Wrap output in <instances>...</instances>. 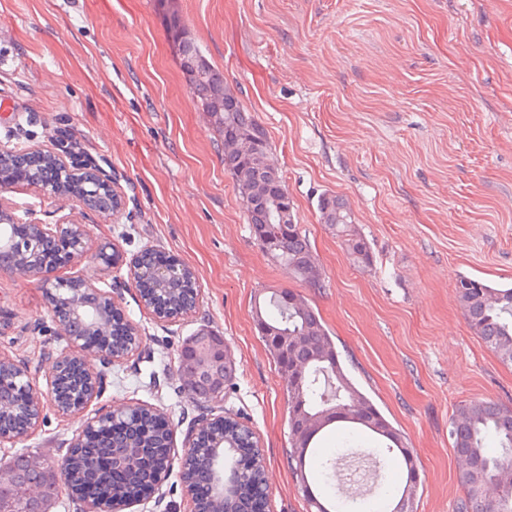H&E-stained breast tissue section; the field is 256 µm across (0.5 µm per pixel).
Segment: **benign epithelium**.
<instances>
[{"mask_svg": "<svg viewBox=\"0 0 512 512\" xmlns=\"http://www.w3.org/2000/svg\"><path fill=\"white\" fill-rule=\"evenodd\" d=\"M63 241L65 251L50 260L43 258L45 244ZM88 232L84 224H34L32 231L19 237L13 232V225L0 226V273L23 274L42 283L46 288L52 318L58 322L68 338L72 352L88 347L96 350L103 365L124 360L139 347L140 338L132 334L126 349L116 351L112 346L88 340L90 336L107 338L112 335V314L118 309V301L112 292L98 288L79 275L63 277L56 271L87 253ZM179 267L170 264L151 265L147 277L156 284L155 292L166 294L165 285L178 276ZM198 293H193L188 305L178 311L154 310L159 319L174 320L195 310ZM210 351L200 368L188 367L181 375L190 381L194 395H199L205 380L224 379V362L228 360V346L223 337L209 340ZM52 368L45 376L46 389H41L29 367L10 361L9 371L0 372V416L18 414L24 427L0 430V445L12 443L40 425L45 407V397H50L53 408L63 418L79 417L81 428L74 447L83 448L91 435L108 429L118 421L140 413L141 405L128 407L123 414L92 408L103 385L105 373L87 366L79 357H68L66 353L54 354ZM224 414L212 415L200 420L185 435L180 456L182 481L186 493L193 503L194 512H252L254 506L270 496L267 482L257 485L251 496L241 500L237 495V477L243 471L230 453H224ZM142 454L137 448L112 450V469L121 478L138 469ZM21 469L12 468L0 481L13 490L12 506L0 512H50L49 503L43 497V483L33 481L35 474L54 477L53 468L35 455L24 456ZM156 470L152 491L159 490L173 470L171 454L146 458ZM206 466L212 477L210 493L198 496L190 486L195 466ZM137 496L112 495L95 496L81 501L80 512H125Z\"/></svg>", "mask_w": 512, "mask_h": 512, "instance_id": "7a95c632", "label": "benign epithelium"}]
</instances>
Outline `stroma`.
<instances>
[{
    "instance_id": "obj_1",
    "label": "stroma",
    "mask_w": 512,
    "mask_h": 512,
    "mask_svg": "<svg viewBox=\"0 0 512 512\" xmlns=\"http://www.w3.org/2000/svg\"><path fill=\"white\" fill-rule=\"evenodd\" d=\"M178 13L227 87L266 129L273 160L326 286L307 288L254 241L210 117L168 29ZM0 147L46 151L112 179L113 214L0 194V212L85 224L90 256L61 268L113 291L141 351L105 370L94 405L160 412L182 443L203 412L178 354L201 328L238 366L221 404L255 433L266 512H306L288 468V410L253 322L261 291L304 295L346 368L417 455L414 512H458L449 422L461 402L512 405V366L483 343L455 298L460 277L512 284V0H0ZM345 199L374 262L353 264L318 221L322 194ZM196 274L195 316L162 321L127 282L143 250ZM67 342L45 288L0 275V356L37 377ZM80 421L46 408L0 446L60 463ZM179 474L127 512H191Z\"/></svg>"
}]
</instances>
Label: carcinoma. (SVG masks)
I'll list each match as a JSON object with an SVG mask.
<instances>
[{"label": "carcinoma", "mask_w": 512, "mask_h": 512, "mask_svg": "<svg viewBox=\"0 0 512 512\" xmlns=\"http://www.w3.org/2000/svg\"><path fill=\"white\" fill-rule=\"evenodd\" d=\"M169 29L179 40L178 60L189 76L193 95L210 115L219 134L224 152V169L235 179L239 198L243 177L252 179L261 194L252 204H243L253 233L268 227H280L278 208L288 193L278 168L273 163L265 128L247 112L239 99L224 85V74L215 69L202 47L190 36L179 16L170 17ZM56 157L50 153L33 152L20 168L0 171V177L28 182L44 178L54 171ZM82 184L64 181L59 187L67 192L74 188L90 195L108 193L105 185L85 172ZM320 222L336 232L354 263L362 267L373 264L367 239L354 225L352 212L340 197L324 194L317 201ZM260 250L274 264L283 266L309 288L326 287L325 276L316 265L312 247L300 225L259 244ZM171 287L174 307L187 299L196 288L189 270L177 277ZM456 300L471 329L498 358L512 364V286L496 287L470 277L460 278L455 285ZM256 325L271 327L278 336L302 341L301 349L281 376L282 394L287 408L312 419L308 439L300 460L294 459V445H289L288 459L292 474L316 512H349L356 501L345 502L330 494L329 470L337 459L324 453L322 441L329 432L357 437L368 434L396 451L400 477L396 484L383 488V512H410L418 490V471L414 448L376 407L374 402L349 376L339 358L336 342L319 314L306 297L292 291L273 292L254 307ZM150 433V447L164 451L169 448L166 432L158 417L144 412L130 425H116L89 440L90 447L74 450L63 463L67 489L76 497L95 496L101 491L123 495L128 485H145L152 479L147 468L134 472L127 483L111 486L112 471L99 456V449L110 445L126 447L132 436ZM455 456L461 461L458 482L465 493L462 512H512V406L493 401H465L456 407L449 430ZM224 435L238 448L254 447L251 429L233 420L224 428ZM494 441L500 451L487 446Z\"/></svg>", "instance_id": "cac0c4a2"}]
</instances>
